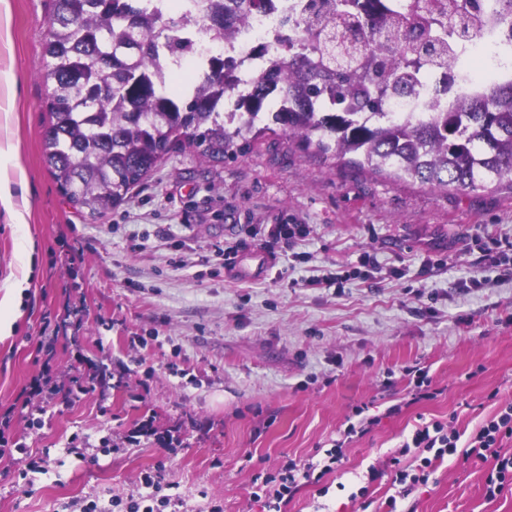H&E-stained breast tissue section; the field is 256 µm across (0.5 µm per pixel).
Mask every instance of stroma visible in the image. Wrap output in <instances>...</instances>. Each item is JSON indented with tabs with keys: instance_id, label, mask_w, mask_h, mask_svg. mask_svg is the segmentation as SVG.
I'll list each match as a JSON object with an SVG mask.
<instances>
[{
	"instance_id": "obj_1",
	"label": "stroma",
	"mask_w": 512,
	"mask_h": 512,
	"mask_svg": "<svg viewBox=\"0 0 512 512\" xmlns=\"http://www.w3.org/2000/svg\"><path fill=\"white\" fill-rule=\"evenodd\" d=\"M53 0H10L0 38V141L11 139L28 224L0 211V296L27 276L0 335V416L27 451L0 458V512L129 500L153 476L164 512H264L252 477L324 459L356 406L373 424L340 469L300 483L282 512H512L491 465L445 456L398 497L389 459L419 419L469 435L512 401V282L479 273V241L512 238V187L444 192L322 161L285 137L214 163L182 144L121 203L89 216L50 175L43 47ZM258 224H305L269 248ZM239 239L232 269L214 244ZM33 252H26V242ZM370 253L378 270L359 266ZM306 254L294 262V254ZM360 275H353V268ZM350 272L342 288L306 282ZM438 395L412 402L407 364ZM51 383L30 395L41 370ZM102 371L106 386L78 383ZM395 509H388V499Z\"/></svg>"
}]
</instances>
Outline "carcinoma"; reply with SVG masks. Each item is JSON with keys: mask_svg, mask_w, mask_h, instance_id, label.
Segmentation results:
<instances>
[{"mask_svg": "<svg viewBox=\"0 0 512 512\" xmlns=\"http://www.w3.org/2000/svg\"><path fill=\"white\" fill-rule=\"evenodd\" d=\"M265 0H191L208 29L224 37L228 21L245 20ZM482 0H415L430 17L414 39L406 16H384L378 0H308L303 22L314 36L284 43V61L260 75L244 104L253 120L224 123V93L234 91L224 55L201 60L196 78L165 89L156 72L194 51L180 20L140 0H54L45 46L51 82L44 158L59 188L90 215L118 205L181 141L209 161L245 152L249 134L288 133V140L325 155L361 156L375 173L396 180L466 191L512 184V82L460 94L442 112L394 119L387 107L413 90L424 65L447 62L453 45L482 23ZM365 31L336 60V32Z\"/></svg>", "mask_w": 512, "mask_h": 512, "instance_id": "carcinoma-1", "label": "carcinoma"}]
</instances>
